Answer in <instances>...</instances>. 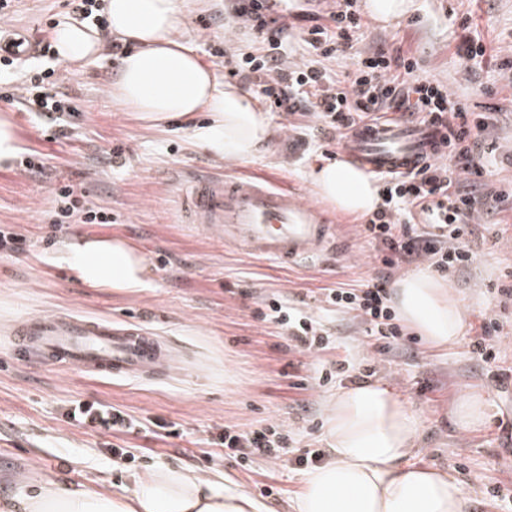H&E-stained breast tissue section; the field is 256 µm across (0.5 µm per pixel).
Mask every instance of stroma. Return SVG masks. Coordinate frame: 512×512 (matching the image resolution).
<instances>
[{"mask_svg":"<svg viewBox=\"0 0 512 512\" xmlns=\"http://www.w3.org/2000/svg\"><path fill=\"white\" fill-rule=\"evenodd\" d=\"M185 41L201 61L227 76L225 60L252 51L255 34L229 15L225 0H188ZM477 24L485 41L499 47V63L466 79L454 32L462 17ZM66 0H16L5 34L27 30L51 36L54 23L69 20ZM412 51L424 75L465 91L475 111L496 102L503 111L491 144L492 182L512 188V0H413L396 23H369L346 57L329 61L342 72L347 57L371 48ZM57 71L60 91L80 111L70 139H52L38 130L23 103L0 100L13 112L24 152L42 154L55 180L25 171L21 163L0 170V230L22 236L24 250H0V498L13 480L50 474L93 487L124 484L130 474L153 466H179L224 477L229 486L285 509L300 489L307 466L297 458L322 451L327 408L350 384L337 377L322 384V366L370 361L375 379L401 394L422 421L423 460L450 470L470 498L469 512H512V498L492 504L487 488L512 489V200L495 204L480 218L472 244L475 259L452 277L454 297L469 311L466 338L432 351L415 333L379 353L360 319L322 302L324 289L358 288L371 281L375 251L360 236L352 249L358 262L329 261L302 272L249 257L223 239L184 223L176 180L199 171L217 175L264 176L310 193L306 173L330 160L329 144L300 139L288 131L289 118L272 112V149L249 160L218 158L193 145L186 126L165 131L142 127L105 94L120 63L103 55L78 65L43 59ZM499 86L496 98L483 92ZM77 184L85 208L111 216L108 224L75 222L53 231L55 182ZM76 235H119L137 247L150 267L151 288L137 297L90 288L63 269L57 257ZM305 309L329 333L325 351L294 349L275 322L261 318L272 300ZM51 313L131 321L159 336L179 361L178 370L154 379L87 376L66 368L17 360L13 326L21 319ZM503 326L498 367L473 359L467 340L482 318ZM481 392L487 417L478 429L460 433L451 411L468 391ZM97 401L142 421L144 431L115 435L70 424L68 409ZM275 426L290 435L289 457L242 459L213 445L222 427L251 431Z\"/></svg>","mask_w":512,"mask_h":512,"instance_id":"stroma-1","label":"stroma"}]
</instances>
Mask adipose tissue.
I'll return each instance as SVG.
<instances>
[{
  "mask_svg": "<svg viewBox=\"0 0 512 512\" xmlns=\"http://www.w3.org/2000/svg\"><path fill=\"white\" fill-rule=\"evenodd\" d=\"M107 34L72 21L52 33L55 54L74 63L99 55L106 36L128 44L108 95L148 129L176 118L210 115L193 140L218 157L250 159L264 152L272 130L248 92L222 82L183 40L186 0H106ZM310 185L321 199L350 215L376 210L379 192L366 170L346 161L313 165ZM60 261L91 288L138 294L149 286L146 260L126 239L80 237L63 243ZM393 305L429 346L445 349L464 336L468 318L446 278L420 270L398 280ZM421 422L380 382L340 389L328 413L327 457L309 470L290 502L292 512H468L462 483L419 457ZM0 512H271L223 479L182 468L157 467L134 475L131 486L98 490L48 476L21 478Z\"/></svg>",
  "mask_w": 512,
  "mask_h": 512,
  "instance_id": "1",
  "label": "adipose tissue"
}]
</instances>
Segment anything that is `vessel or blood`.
Segmentation results:
<instances>
[{"label": "vessel or blood", "mask_w": 512, "mask_h": 512, "mask_svg": "<svg viewBox=\"0 0 512 512\" xmlns=\"http://www.w3.org/2000/svg\"><path fill=\"white\" fill-rule=\"evenodd\" d=\"M446 151L439 126L410 117L361 126L333 148L376 177L416 170ZM180 192L186 223L215 228L225 246L266 262L309 269L351 253L323 208L288 187L202 173ZM15 336L24 356L91 376L151 378L172 363L157 336L128 324L57 316L19 322Z\"/></svg>", "instance_id": "1"}]
</instances>
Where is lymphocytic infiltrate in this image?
<instances>
[{
  "mask_svg": "<svg viewBox=\"0 0 512 512\" xmlns=\"http://www.w3.org/2000/svg\"><path fill=\"white\" fill-rule=\"evenodd\" d=\"M236 13L263 39L257 53L246 56L235 74L254 87L271 111L312 117L321 122L320 132L328 140L361 120L393 112L422 114L446 128L448 156L409 175L383 177L382 203L363 222L360 233L375 247L384 280L403 264L420 258L447 274L468 265L474 255L472 219L488 204L506 197L504 191L491 189L481 180L485 145L499 122L495 108L470 110L458 91L422 75L419 60L411 54L391 56L379 50L360 58L354 70L331 73L328 60L352 47L365 27L354 0H338L335 10L323 15L306 10L298 13L308 57L293 65L287 62L288 22L268 32L269 21L258 0H238ZM53 74L50 68L27 70L21 97L41 127L66 139L78 110L67 94L49 92L47 84ZM77 192L71 183L57 187L55 230H62L77 216L87 224L109 223L106 213L79 211ZM325 297L336 308L354 312L381 350L397 345L404 334L383 288H331ZM269 309L295 349L310 354L324 349L323 329L311 316L276 302ZM68 417L91 430L131 433L138 425L123 410L99 403L79 404ZM217 443L234 453L260 452L278 459L287 453L288 437L271 426L249 432L228 427Z\"/></svg>",
  "mask_w": 512,
  "mask_h": 512,
  "instance_id": "1",
  "label": "lymphocytic infiltrate"
}]
</instances>
